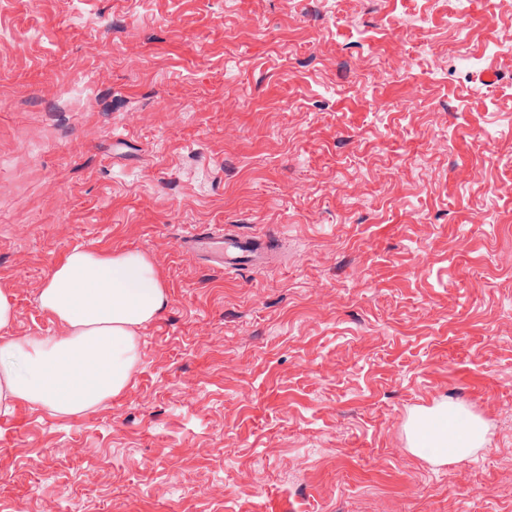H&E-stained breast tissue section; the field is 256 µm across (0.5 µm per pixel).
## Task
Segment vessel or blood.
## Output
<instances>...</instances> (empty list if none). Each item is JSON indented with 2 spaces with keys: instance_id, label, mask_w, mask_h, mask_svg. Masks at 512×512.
Listing matches in <instances>:
<instances>
[{
  "instance_id": "vessel-or-blood-1",
  "label": "vessel or blood",
  "mask_w": 512,
  "mask_h": 512,
  "mask_svg": "<svg viewBox=\"0 0 512 512\" xmlns=\"http://www.w3.org/2000/svg\"><path fill=\"white\" fill-rule=\"evenodd\" d=\"M182 245L191 254L205 257L207 261L227 269L250 263L260 252L256 236L207 232L200 229L186 236Z\"/></svg>"
}]
</instances>
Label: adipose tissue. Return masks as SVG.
<instances>
[{"label":"adipose tissue","instance_id":"obj_1","mask_svg":"<svg viewBox=\"0 0 512 512\" xmlns=\"http://www.w3.org/2000/svg\"><path fill=\"white\" fill-rule=\"evenodd\" d=\"M167 298L147 255L75 248L38 297L65 335L12 336V295L0 289V414L26 405L69 416L121 394L139 363L140 331ZM486 431L479 416L462 417L445 402L415 412L408 424L412 451L436 464L468 459Z\"/></svg>","mask_w":512,"mask_h":512}]
</instances>
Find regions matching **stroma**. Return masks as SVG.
<instances>
[{
    "mask_svg": "<svg viewBox=\"0 0 512 512\" xmlns=\"http://www.w3.org/2000/svg\"><path fill=\"white\" fill-rule=\"evenodd\" d=\"M508 32L512 0H0L10 335H64L77 247L168 292L122 394L0 415V512H512ZM217 226L264 265L182 252ZM445 401L489 432L436 466L406 427Z\"/></svg>",
    "mask_w": 512,
    "mask_h": 512,
    "instance_id": "stroma-1",
    "label": "stroma"
}]
</instances>
